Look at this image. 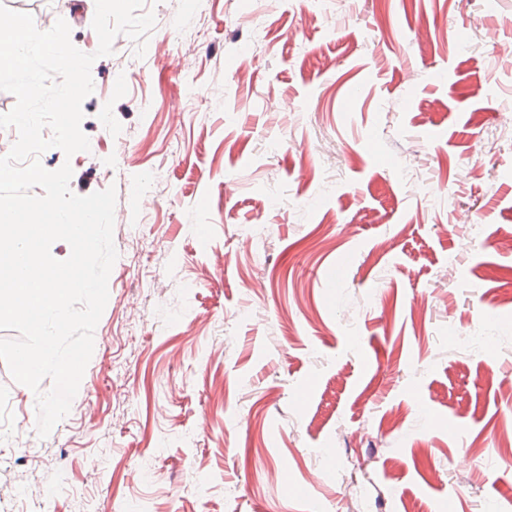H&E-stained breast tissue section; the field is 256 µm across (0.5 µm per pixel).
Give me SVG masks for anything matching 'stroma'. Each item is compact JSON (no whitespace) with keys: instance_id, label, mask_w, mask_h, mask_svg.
I'll use <instances>...</instances> for the list:
<instances>
[{"instance_id":"1","label":"stroma","mask_w":512,"mask_h":512,"mask_svg":"<svg viewBox=\"0 0 512 512\" xmlns=\"http://www.w3.org/2000/svg\"><path fill=\"white\" fill-rule=\"evenodd\" d=\"M145 7L41 156L118 257L49 436L0 361V512H512V0Z\"/></svg>"}]
</instances>
